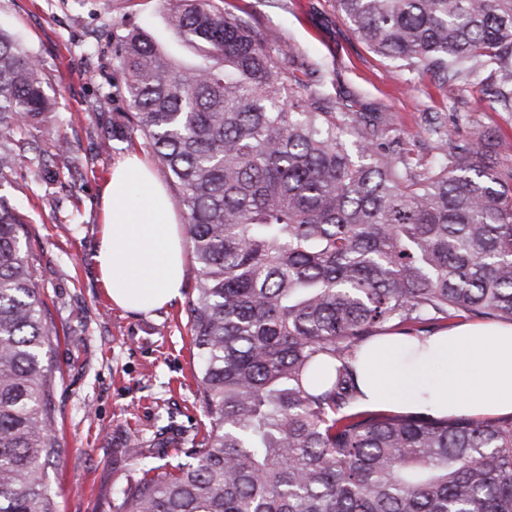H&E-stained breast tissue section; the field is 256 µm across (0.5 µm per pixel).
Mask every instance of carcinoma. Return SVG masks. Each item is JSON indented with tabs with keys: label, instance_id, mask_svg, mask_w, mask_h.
Masks as SVG:
<instances>
[{
	"label": "carcinoma",
	"instance_id": "cac0c4a2",
	"mask_svg": "<svg viewBox=\"0 0 512 512\" xmlns=\"http://www.w3.org/2000/svg\"><path fill=\"white\" fill-rule=\"evenodd\" d=\"M183 66L141 27L107 24L119 79L92 107L127 110L112 141L145 137L177 187L197 265L188 301L210 430L194 463L127 480L113 512H512V415L361 408L353 360L371 338L457 319L512 323V167L482 132L426 164L351 103L288 83V45L224 8L165 0ZM353 34L412 74L479 70L512 112V0H335ZM0 29V186L45 156L30 129L57 97ZM25 218L0 195V512H56L39 477L60 455L42 350L51 342Z\"/></svg>",
	"mask_w": 512,
	"mask_h": 512
}]
</instances>
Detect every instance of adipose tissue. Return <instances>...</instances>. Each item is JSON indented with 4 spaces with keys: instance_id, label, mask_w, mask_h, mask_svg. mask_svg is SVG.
<instances>
[{
    "instance_id": "obj_1",
    "label": "adipose tissue",
    "mask_w": 512,
    "mask_h": 512,
    "mask_svg": "<svg viewBox=\"0 0 512 512\" xmlns=\"http://www.w3.org/2000/svg\"><path fill=\"white\" fill-rule=\"evenodd\" d=\"M103 236L94 257L106 293L125 311L149 314L179 297L185 264L179 222L149 166L130 155L104 188ZM355 367L366 408L512 413V324L461 323L421 338L376 337Z\"/></svg>"
}]
</instances>
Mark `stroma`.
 Here are the masks:
<instances>
[{
    "label": "stroma",
    "mask_w": 512,
    "mask_h": 512,
    "mask_svg": "<svg viewBox=\"0 0 512 512\" xmlns=\"http://www.w3.org/2000/svg\"><path fill=\"white\" fill-rule=\"evenodd\" d=\"M224 7L249 13L257 30H277L291 48L290 79L328 100H351L356 110L391 118L414 161L437 154L428 128L442 116L456 142L488 132L494 161L512 164V114L492 103L488 72L455 85L409 74L358 41L334 0H226ZM122 21L148 27L180 63L195 62L171 36L164 0H0V28L19 37L53 77V129L69 140L82 172L53 185L27 176L0 188L28 220V257L52 330L45 362L64 452L47 465L45 480L57 512H112L120 488L143 464L141 449L153 447L160 431L179 440L167 456L177 465L189 462L193 443L210 427L187 325L198 276L193 260L185 262L180 299L149 315L114 307L92 261L102 233V187L113 165L132 153L155 160L142 138L100 152L108 118L89 110L114 75L111 52L90 45L102 23Z\"/></svg>",
    "instance_id": "35a3bbf8"
}]
</instances>
